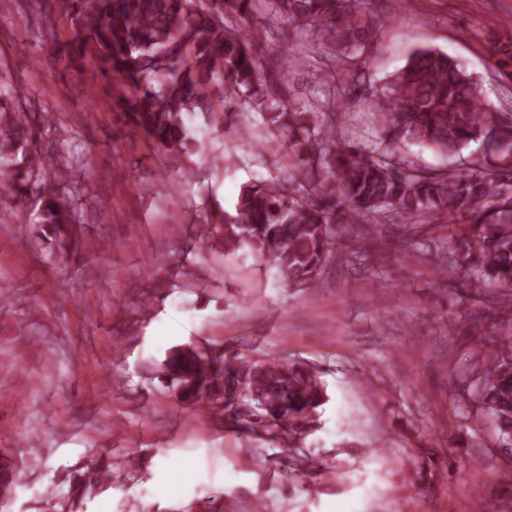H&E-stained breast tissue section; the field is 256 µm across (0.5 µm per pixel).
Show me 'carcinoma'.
<instances>
[{"instance_id":"obj_1","label":"carcinoma","mask_w":512,"mask_h":512,"mask_svg":"<svg viewBox=\"0 0 512 512\" xmlns=\"http://www.w3.org/2000/svg\"><path fill=\"white\" fill-rule=\"evenodd\" d=\"M71 38L53 56L67 70L95 64L112 80L113 105L149 142L180 163L186 179L197 176L193 156L201 144L185 118L201 113L216 129L247 140L260 156L288 158L279 172L242 186L234 210L217 209V224L202 243L226 252L247 248L272 263L289 287L318 288L329 264H340L364 224L398 233L406 258L434 253L457 284L487 282L510 297L498 313L512 319V112L487 99L481 81L438 48L413 50L403 67L372 91L355 69L382 26L366 0H267L270 15L313 32L339 74L322 84H346L371 109L383 136L350 142L336 134V112L290 99L283 54H262L267 28L254 0H53ZM497 63H512V39L489 37ZM261 115V127L230 122L232 108ZM52 112H28L20 91L0 86V206L40 202L34 226L39 238L75 242L79 214L65 195L68 172L85 169L39 130ZM414 144L441 154L472 143L479 153L464 167L423 170L394 149ZM448 227L451 259L413 241L423 225ZM167 386L191 403L224 411L247 438L294 453L314 430L328 401L323 372L285 356L245 359L229 349L174 351L164 361ZM475 398L496 426L504 449L512 448V330L490 339L473 363ZM312 457L298 460L299 482L321 469ZM109 464L70 478L63 497L73 501L101 485ZM22 479V469L0 457V486Z\"/></svg>"}]
</instances>
